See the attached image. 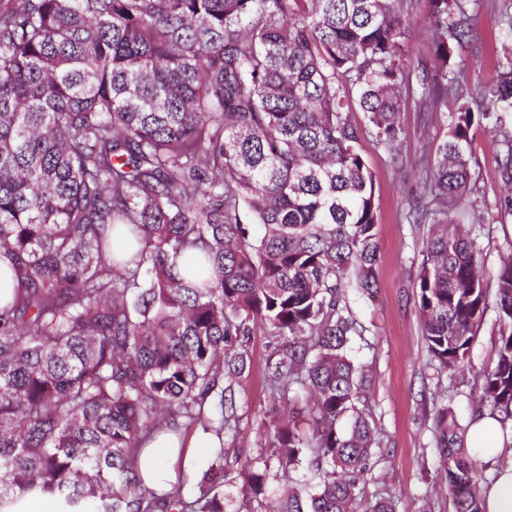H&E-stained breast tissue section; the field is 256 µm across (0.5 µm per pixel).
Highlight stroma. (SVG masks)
I'll use <instances>...</instances> for the list:
<instances>
[{
    "label": "stroma",
    "instance_id": "35a3bbf8",
    "mask_svg": "<svg viewBox=\"0 0 512 512\" xmlns=\"http://www.w3.org/2000/svg\"><path fill=\"white\" fill-rule=\"evenodd\" d=\"M473 31L462 53L471 88L492 85L497 63L512 54V34L498 13L486 5L473 7ZM501 126L480 128L473 142L477 159L474 198L484 211L485 269L494 271L503 254L512 252V221L499 222L497 204L506 195L497 164L499 127L512 128V112L501 115ZM404 135L399 146L402 167L371 134L361 140L362 155L375 185L376 227L379 245V288L372 296L350 292L354 318L364 328L353 339L349 353L366 369L372 386L362 402L363 411L377 424L381 447L376 463L359 484V507L389 494L399 501L400 512H454L448 495L444 465L433 442L436 407H451L461 421L470 418V391L476 377L495 363L499 324L488 310L472 344L464 370L453 379L438 378L426 365L422 324L417 312L414 282L423 262L424 225L407 223L403 214L417 190L421 157V118L416 107L401 115ZM284 340L257 330L242 337L237 348L246 358L243 372L224 382V397L231 400L235 428L224 435V484L219 490L224 512H271L275 500L289 486L311 483L310 459L291 474H284L270 443L283 418V406L268 388ZM265 475L266 493H249V474Z\"/></svg>",
    "mask_w": 512,
    "mask_h": 512
}]
</instances>
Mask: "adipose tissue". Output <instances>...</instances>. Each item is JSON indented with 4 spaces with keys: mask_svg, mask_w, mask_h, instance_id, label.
I'll return each instance as SVG.
<instances>
[{
    "mask_svg": "<svg viewBox=\"0 0 512 512\" xmlns=\"http://www.w3.org/2000/svg\"><path fill=\"white\" fill-rule=\"evenodd\" d=\"M468 442L477 460L492 469L490 482L483 489L486 512H512V430L504 429L498 418L487 415L470 426ZM211 446L210 433L201 430L188 436L155 434L139 457L140 475L148 486L164 489L176 468L193 473Z\"/></svg>",
    "mask_w": 512,
    "mask_h": 512,
    "instance_id": "1",
    "label": "adipose tissue"
}]
</instances>
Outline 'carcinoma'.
Instances as JSON below:
<instances>
[{"label": "carcinoma", "instance_id": "obj_1", "mask_svg": "<svg viewBox=\"0 0 512 512\" xmlns=\"http://www.w3.org/2000/svg\"><path fill=\"white\" fill-rule=\"evenodd\" d=\"M427 3L428 53H410ZM0 7V512L17 496L62 512H223L224 379L235 342L267 328L288 344L278 400L313 402L311 432L283 423L279 464L316 463L317 491L274 512H355L380 447L358 409L371 379L347 353L362 326L347 291L377 287L373 179L351 118L398 155L401 113L423 127L456 109L406 213L429 225L415 283L429 364L455 374L489 308L484 214L470 200L476 131L512 111V58L471 90L451 67L469 0H7ZM498 165L512 183V129ZM247 209L263 228L249 235ZM127 247L112 254V226ZM500 337L472 419L512 420V253L493 275ZM218 438L201 476L142 484L154 431ZM455 414L435 447L456 512H485L488 483Z\"/></svg>", "mask_w": 512, "mask_h": 512}]
</instances>
